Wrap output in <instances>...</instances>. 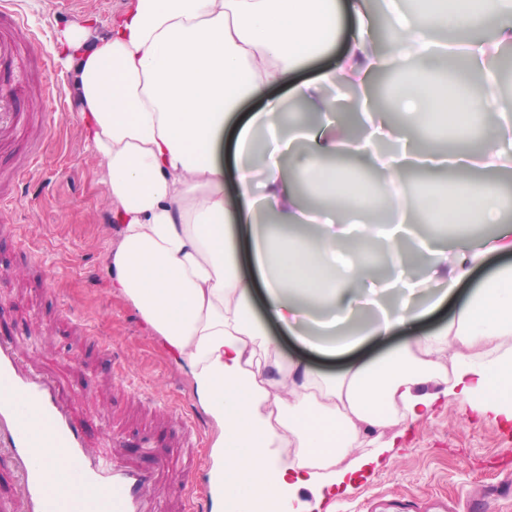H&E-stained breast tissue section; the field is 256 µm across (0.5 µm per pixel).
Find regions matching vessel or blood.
<instances>
[{
  "mask_svg": "<svg viewBox=\"0 0 512 512\" xmlns=\"http://www.w3.org/2000/svg\"><path fill=\"white\" fill-rule=\"evenodd\" d=\"M0 63L14 58L21 44L37 45L38 37L16 9L13 0H0ZM29 121L20 109L15 89L0 85V134L23 128ZM64 451L71 475L68 492H56L50 480L52 449ZM0 455L14 468L18 495L10 512H160L157 491L162 474L190 471L189 462L173 460L147 469L123 458L118 447L96 448L88 441L75 400L42 367L34 355L21 354L19 342L0 336ZM178 512H197L200 487L182 483L177 489Z\"/></svg>",
  "mask_w": 512,
  "mask_h": 512,
  "instance_id": "obj_1",
  "label": "vessel or blood"
}]
</instances>
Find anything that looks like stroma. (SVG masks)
I'll use <instances>...</instances> for the list:
<instances>
[{
	"mask_svg": "<svg viewBox=\"0 0 512 512\" xmlns=\"http://www.w3.org/2000/svg\"><path fill=\"white\" fill-rule=\"evenodd\" d=\"M129 0H85L71 13L54 0H21L32 29L43 31V51L56 60L63 100L49 105L37 93L46 72L40 52L24 51L10 79L18 80L28 111L50 112L51 138L40 148L35 173L8 183L11 210L1 218L0 333L24 336L45 327L40 343L46 364L73 394L93 446L119 443L142 465L174 457L166 427L151 415L153 400L166 398L199 427L209 454L215 429L195 400L186 369L172 361L133 304L110 290L109 256L116 244L100 161L80 123L76 72L60 60V40L70 27L90 24L102 33ZM402 337L368 341L351 358L310 355L322 373L341 374L349 359L373 361L397 348ZM482 397L463 404L439 396L432 413L386 429V449L340 485L297 486L291 512H424L426 503L470 492L498 490L503 469L512 470V419L486 411Z\"/></svg>",
	"mask_w": 512,
	"mask_h": 512,
	"instance_id": "1",
	"label": "stroma"
}]
</instances>
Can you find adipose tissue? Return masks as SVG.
I'll return each instance as SVG.
<instances>
[{"label": "adipose tissue", "instance_id": "obj_1", "mask_svg": "<svg viewBox=\"0 0 512 512\" xmlns=\"http://www.w3.org/2000/svg\"><path fill=\"white\" fill-rule=\"evenodd\" d=\"M419 2L389 11L387 56L368 0H134L96 41L83 27L62 39L116 225L110 286L187 368L216 428L212 512L234 488L279 507L292 484L335 485L349 453L375 452L385 429L430 410L429 384L512 402V264L481 280L447 326L333 379L284 360L254 313L260 283L292 336L337 356L412 324L426 312L420 297L445 298L488 256L512 253L501 226L512 198L469 175L512 170V106L489 94L493 61L512 43V0ZM349 17L336 66L289 93L316 124L285 127L280 101L238 116L244 100L328 54ZM450 24L466 47L460 69L483 80H405L392 98L400 122L369 113L359 136L329 120L327 90L432 58L434 32ZM447 135L461 178L410 200L401 174L440 155ZM344 154L383 175L378 192L320 164ZM378 196L387 222L364 224ZM489 224L496 234H476Z\"/></svg>", "mask_w": 512, "mask_h": 512}]
</instances>
